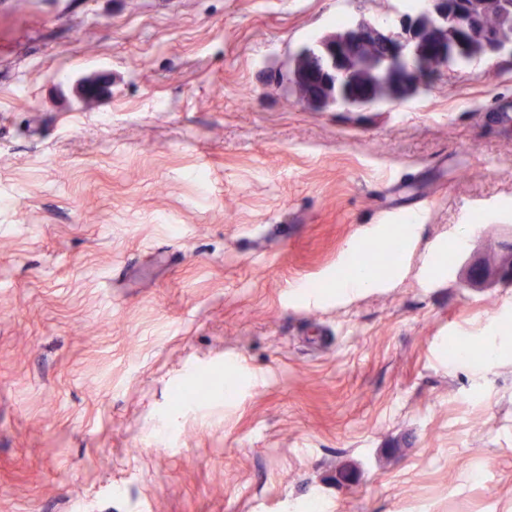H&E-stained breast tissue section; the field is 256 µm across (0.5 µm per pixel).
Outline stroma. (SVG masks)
Returning <instances> with one entry per match:
<instances>
[{"instance_id": "obj_1", "label": "stroma", "mask_w": 512, "mask_h": 512, "mask_svg": "<svg viewBox=\"0 0 512 512\" xmlns=\"http://www.w3.org/2000/svg\"><path fill=\"white\" fill-rule=\"evenodd\" d=\"M402 12L0 0V512H512V286L460 284L512 237V58L362 112L279 80ZM387 279L378 278L368 269L351 270L349 275L340 281L336 280V297L345 299L351 296L375 291L383 288Z\"/></svg>"}]
</instances>
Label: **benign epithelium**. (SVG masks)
<instances>
[{
  "instance_id": "obj_1",
  "label": "benign epithelium",
  "mask_w": 512,
  "mask_h": 512,
  "mask_svg": "<svg viewBox=\"0 0 512 512\" xmlns=\"http://www.w3.org/2000/svg\"><path fill=\"white\" fill-rule=\"evenodd\" d=\"M429 7L436 14L446 15L451 10L457 15L464 12L469 3L466 0H454L452 3L448 0H432ZM350 44L353 50L360 45H371L381 51L375 58V65L392 72L396 93L422 82V79L415 77V72L421 59L432 48L452 59L470 58L476 51L485 55H512V42L503 41L492 33L482 38V46L478 49L460 43L450 45L442 28L435 26L424 33L415 17L403 22L397 32L378 29L367 21H360L350 27ZM294 69L309 84L316 86L336 83L341 101L350 104L360 97L365 73L372 70V67L350 69L344 51L334 44H325L320 51H300L294 57ZM494 283L512 285V242L504 247V253L497 261L478 259L468 264L466 286L483 288Z\"/></svg>"
}]
</instances>
